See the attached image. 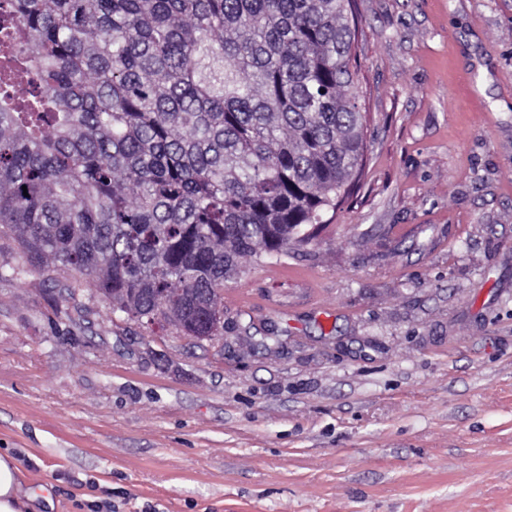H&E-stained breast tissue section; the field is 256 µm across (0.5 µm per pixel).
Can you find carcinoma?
<instances>
[{
  "instance_id": "obj_1",
  "label": "carcinoma",
  "mask_w": 512,
  "mask_h": 512,
  "mask_svg": "<svg viewBox=\"0 0 512 512\" xmlns=\"http://www.w3.org/2000/svg\"><path fill=\"white\" fill-rule=\"evenodd\" d=\"M354 0H0V233L212 339L240 259L305 246L362 166Z\"/></svg>"
}]
</instances>
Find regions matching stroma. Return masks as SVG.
<instances>
[{
  "instance_id": "obj_1",
  "label": "stroma",
  "mask_w": 512,
  "mask_h": 512,
  "mask_svg": "<svg viewBox=\"0 0 512 512\" xmlns=\"http://www.w3.org/2000/svg\"><path fill=\"white\" fill-rule=\"evenodd\" d=\"M352 196L242 260L224 330L0 239V455L30 512H512V0H357Z\"/></svg>"
}]
</instances>
